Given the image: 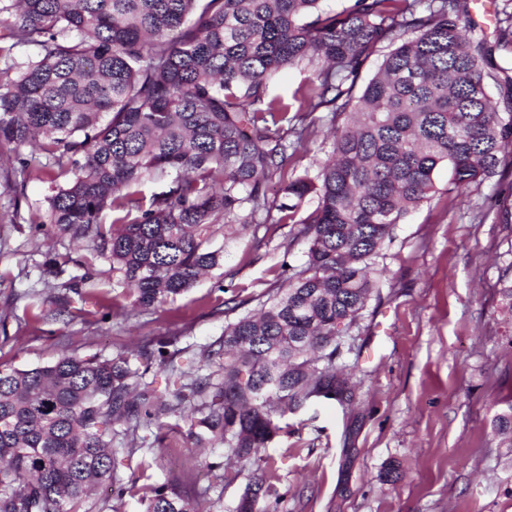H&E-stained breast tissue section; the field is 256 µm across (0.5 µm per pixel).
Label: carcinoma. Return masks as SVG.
<instances>
[{
	"label": "carcinoma",
	"instance_id": "carcinoma-1",
	"mask_svg": "<svg viewBox=\"0 0 512 512\" xmlns=\"http://www.w3.org/2000/svg\"><path fill=\"white\" fill-rule=\"evenodd\" d=\"M320 2L0 0V16L15 15L0 35V152L40 151L3 181L15 189L54 172L47 223L108 260L136 306L218 266L216 224L259 245L277 212L308 245L305 266L283 264L276 293L228 323L194 370L177 367L167 337L136 353L1 369L0 512H87L95 485L112 480L104 436L115 421L153 424L159 442L166 413L197 444L250 462L281 430L277 418L351 391L332 371L336 338L378 292L383 246L435 193V170L447 166L458 188L512 166V81L501 89L506 117L485 84L512 54V0L492 39L461 0H350L333 15ZM381 45L377 72L355 92ZM27 47L34 54L18 58ZM299 67L312 77L293 102L270 95L274 77ZM325 121L329 159L297 169ZM275 179L279 200L267 194ZM146 180L158 184L147 199ZM497 285L512 315V263ZM154 365L175 376L163 394L174 402L144 381ZM264 483L253 478L236 512H262ZM146 512L201 509L161 485Z\"/></svg>",
	"mask_w": 512,
	"mask_h": 512
}]
</instances>
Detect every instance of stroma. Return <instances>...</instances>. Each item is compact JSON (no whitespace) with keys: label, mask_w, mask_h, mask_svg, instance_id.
Returning a JSON list of instances; mask_svg holds the SVG:
<instances>
[{"label":"stroma","mask_w":512,"mask_h":512,"mask_svg":"<svg viewBox=\"0 0 512 512\" xmlns=\"http://www.w3.org/2000/svg\"><path fill=\"white\" fill-rule=\"evenodd\" d=\"M436 194L405 217L384 248L379 295L343 336L335 365L350 375L354 399L323 401L287 418L288 428L254 463L196 447L183 430L125 453L128 426H112L120 463L111 482L90 495L88 512H146L148 487L192 489L204 512H234L251 477L269 488L271 512H512V433L499 416L512 412V316L497 287L512 262V242L496 212L475 223L472 207L512 189V171L463 190L448 187V170L435 172ZM56 187L52 177L11 191L0 186V210L19 206L23 220L0 224V368H32L61 354L90 357L137 351L176 336L188 358L224 334L226 296L242 312L268 297L282 263L302 266L307 243L294 224L269 225L261 245L214 227L222 261L195 285L149 311L134 307L111 265L96 261L90 280L71 295L62 316L38 320L33 302L55 310L58 286L81 274L85 241L52 225L34 228L29 215L46 217ZM61 272L44 269L47 256ZM400 477L387 482L389 465ZM127 494L112 493V484Z\"/></svg>","instance_id":"stroma-1"}]
</instances>
